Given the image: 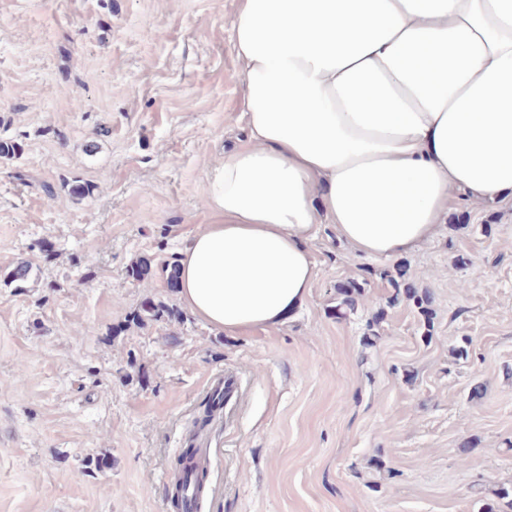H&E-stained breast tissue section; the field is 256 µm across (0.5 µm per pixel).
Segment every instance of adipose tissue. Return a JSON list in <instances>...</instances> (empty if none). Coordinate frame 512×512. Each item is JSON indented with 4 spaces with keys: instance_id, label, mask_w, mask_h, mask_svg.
<instances>
[{
    "instance_id": "adipose-tissue-1",
    "label": "adipose tissue",
    "mask_w": 512,
    "mask_h": 512,
    "mask_svg": "<svg viewBox=\"0 0 512 512\" xmlns=\"http://www.w3.org/2000/svg\"><path fill=\"white\" fill-rule=\"evenodd\" d=\"M230 39L248 139L179 260L180 299L212 329L286 323L319 224L393 259L455 190L512 197V0H239Z\"/></svg>"
}]
</instances>
